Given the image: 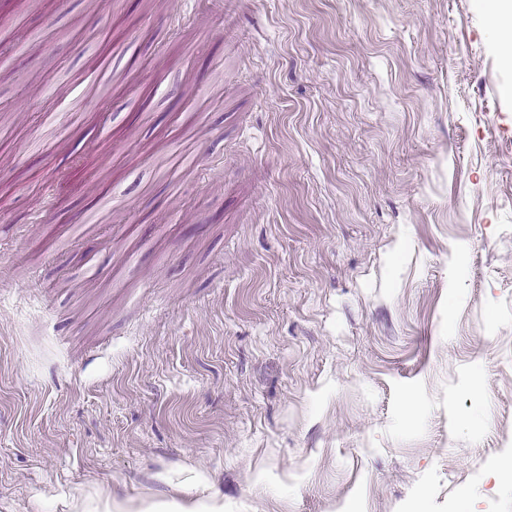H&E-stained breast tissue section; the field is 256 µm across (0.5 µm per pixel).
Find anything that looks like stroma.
<instances>
[{
    "instance_id": "1",
    "label": "stroma",
    "mask_w": 512,
    "mask_h": 512,
    "mask_svg": "<svg viewBox=\"0 0 512 512\" xmlns=\"http://www.w3.org/2000/svg\"><path fill=\"white\" fill-rule=\"evenodd\" d=\"M164 2L159 28L143 0L0 6L31 43L0 70V512H512L488 8ZM65 172L122 209L36 223Z\"/></svg>"
}]
</instances>
